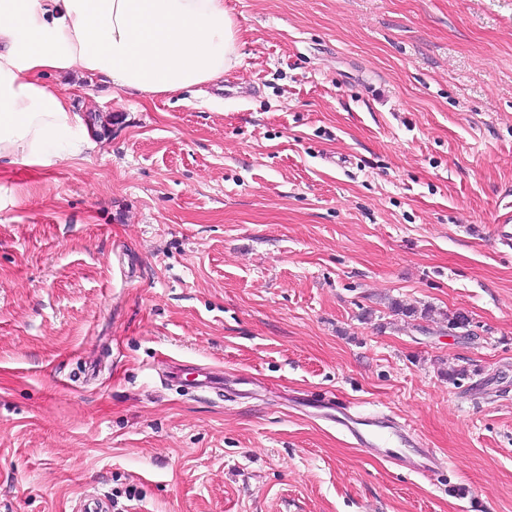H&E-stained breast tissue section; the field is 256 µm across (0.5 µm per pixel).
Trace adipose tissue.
I'll return each mask as SVG.
<instances>
[{
	"mask_svg": "<svg viewBox=\"0 0 512 512\" xmlns=\"http://www.w3.org/2000/svg\"><path fill=\"white\" fill-rule=\"evenodd\" d=\"M224 0H0V159L49 167L83 135L49 73L80 71L145 97L221 80L238 62Z\"/></svg>",
	"mask_w": 512,
	"mask_h": 512,
	"instance_id": "obj_1",
	"label": "adipose tissue"
}]
</instances>
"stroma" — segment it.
Returning <instances> with one entry per match:
<instances>
[{
  "instance_id": "obj_1",
  "label": "stroma",
  "mask_w": 512,
  "mask_h": 512,
  "mask_svg": "<svg viewBox=\"0 0 512 512\" xmlns=\"http://www.w3.org/2000/svg\"><path fill=\"white\" fill-rule=\"evenodd\" d=\"M224 5V87L51 75L93 148L0 160V512H512V0ZM296 393L406 419L438 470ZM197 376L191 381V388L201 391H213L215 393L224 391V376L217 373L213 368H200Z\"/></svg>"
}]
</instances>
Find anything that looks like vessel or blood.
<instances>
[{
  "mask_svg": "<svg viewBox=\"0 0 512 512\" xmlns=\"http://www.w3.org/2000/svg\"><path fill=\"white\" fill-rule=\"evenodd\" d=\"M191 386L219 393L224 389V377L213 369L202 368L192 379ZM313 407L319 419L331 423L357 447L370 452L390 449L391 463L421 475L431 474L438 468L433 451L425 448L417 429L409 422L384 413H362L327 398L315 401Z\"/></svg>",
  "mask_w": 512,
  "mask_h": 512,
  "instance_id": "b4317fda",
  "label": "vessel or blood"
}]
</instances>
